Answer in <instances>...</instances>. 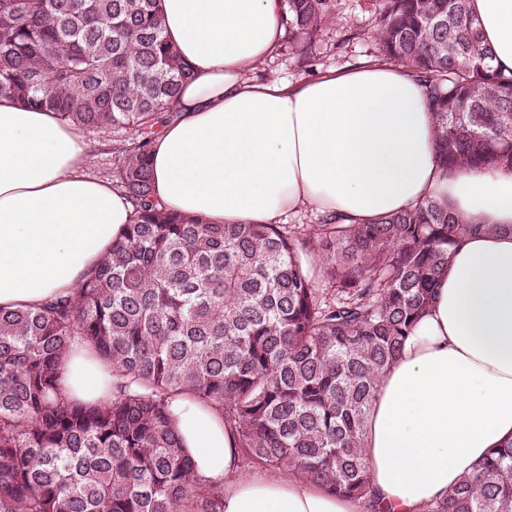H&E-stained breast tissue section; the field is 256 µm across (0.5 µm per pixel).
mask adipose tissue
I'll list each match as a JSON object with an SVG mask.
<instances>
[{"label":"adipose tissue","instance_id":"ef3b65f1","mask_svg":"<svg viewBox=\"0 0 512 512\" xmlns=\"http://www.w3.org/2000/svg\"><path fill=\"white\" fill-rule=\"evenodd\" d=\"M494 63L512 70V0H472ZM282 0H163L167 37L194 75L151 146L154 200L213 224H277L313 210L366 224L430 197L494 233L453 247L433 300L377 380L361 446L372 506L296 470L245 475L215 410H169L198 478L223 487L224 512H423L512 441V170L443 169L426 83L374 64L289 84L253 81L282 33ZM78 129L0 99V307L71 291L135 212L88 173ZM73 400L111 398L112 370L83 344L63 367Z\"/></svg>","mask_w":512,"mask_h":512}]
</instances>
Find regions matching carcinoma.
<instances>
[{
  "label": "carcinoma",
  "mask_w": 512,
  "mask_h": 512,
  "mask_svg": "<svg viewBox=\"0 0 512 512\" xmlns=\"http://www.w3.org/2000/svg\"><path fill=\"white\" fill-rule=\"evenodd\" d=\"M471 0H379L378 46L427 82L438 159L512 169V72ZM312 43L336 0H282ZM193 71L162 0H0V98L131 134L115 182L136 216L74 291L0 308V512H221L181 450L170 400L221 413L238 447L332 493L370 494L361 448L382 370L478 229L427 199L369 224H212L152 201L149 145ZM319 252L330 287L298 253ZM112 365L102 407L60 393L75 340ZM427 512H512V442Z\"/></svg>",
  "instance_id": "cac0c4a2"
}]
</instances>
